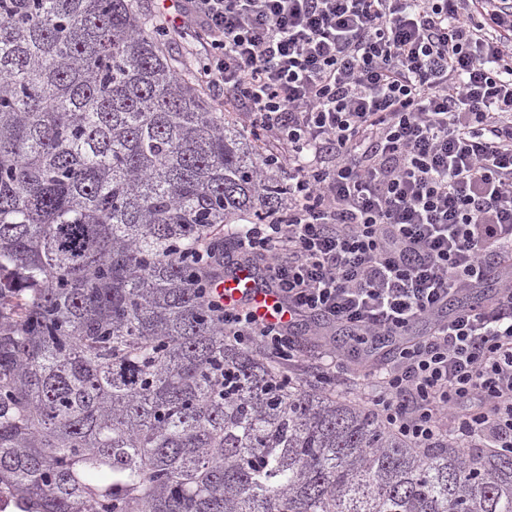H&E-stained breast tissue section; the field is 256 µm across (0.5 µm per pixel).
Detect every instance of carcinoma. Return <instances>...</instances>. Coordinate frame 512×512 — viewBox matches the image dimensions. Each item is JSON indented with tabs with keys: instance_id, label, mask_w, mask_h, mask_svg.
<instances>
[{
	"instance_id": "cac0c4a2",
	"label": "carcinoma",
	"mask_w": 512,
	"mask_h": 512,
	"mask_svg": "<svg viewBox=\"0 0 512 512\" xmlns=\"http://www.w3.org/2000/svg\"><path fill=\"white\" fill-rule=\"evenodd\" d=\"M136 0H0V488L22 512H512V448L424 453L224 339L198 251L288 203Z\"/></svg>"
}]
</instances>
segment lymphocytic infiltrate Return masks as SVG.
<instances>
[{
	"mask_svg": "<svg viewBox=\"0 0 512 512\" xmlns=\"http://www.w3.org/2000/svg\"><path fill=\"white\" fill-rule=\"evenodd\" d=\"M197 76L288 150V210L229 224L288 322L205 296L225 339L293 362V329L399 345L366 390L415 448H512V0H184ZM495 279L489 306L463 296ZM460 304L448 317L450 299Z\"/></svg>",
	"mask_w": 512,
	"mask_h": 512,
	"instance_id": "lymphocytic-infiltrate-1",
	"label": "lymphocytic infiltrate"
}]
</instances>
